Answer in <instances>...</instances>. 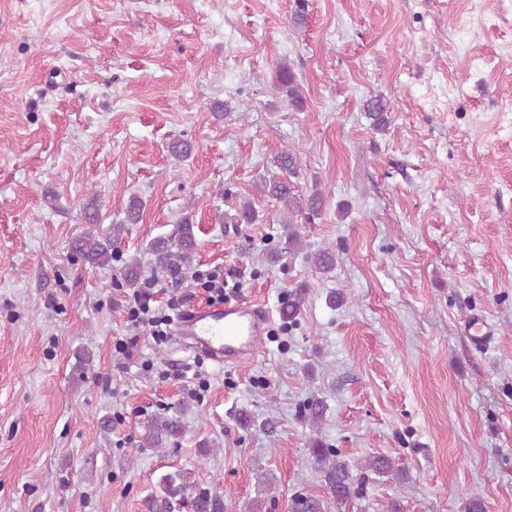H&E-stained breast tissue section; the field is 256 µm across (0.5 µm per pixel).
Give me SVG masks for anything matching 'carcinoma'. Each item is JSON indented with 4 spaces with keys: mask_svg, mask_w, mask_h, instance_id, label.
<instances>
[{
    "mask_svg": "<svg viewBox=\"0 0 512 512\" xmlns=\"http://www.w3.org/2000/svg\"><path fill=\"white\" fill-rule=\"evenodd\" d=\"M277 89L283 93L288 105L297 110L304 107V98L300 91V85L287 64L282 63L276 70ZM389 106L381 98H370L364 104L366 117L371 120V125L377 130L383 129L388 124L387 112ZM275 163L282 172L281 176H274L264 182L261 193L276 200L280 205L283 215L281 223L286 225V241L288 250L297 251L303 248L295 224L307 223L320 215L324 208V192L317 185L312 186L308 193L296 189L292 178L298 175L297 154L283 151L275 157ZM142 201L136 197L128 200L124 211V220L120 224H111L107 229H98L102 224V217L95 201L91 200L84 206V220L87 224L97 227V230H89L74 238L70 244L71 256L83 263L98 268L112 266L114 262L122 263L123 287L135 293L142 287L145 268H150L153 273L165 276L179 277L184 274L193 261L198 248L196 237V225L185 218L175 226V230L168 235H159L148 241L144 253L150 256L146 263L140 257L133 255L126 259L116 249V244L122 239L125 225L137 224L142 220ZM232 224H255L259 221V214L253 204L245 201L236 209L235 214L229 217ZM315 270L319 273H327L336 265V255L322 249L310 258ZM301 313V297L294 293L288 297V301L282 304L280 311L283 322L294 324ZM140 438L142 446L148 448H164L170 444V440L182 434L181 420L171 415H150L139 422ZM311 454L317 463L326 489L338 503H345L355 495L354 475L349 465L340 460L339 454L334 448L316 439L312 442ZM363 469L376 475H384L394 471L392 463L384 456H376L368 462ZM160 485L165 492V497L157 502L152 501V506H160L169 509L176 498L183 496L192 489L185 472L165 474L160 479ZM194 512H223L221 501L206 491H197L192 500Z\"/></svg>",
    "mask_w": 512,
    "mask_h": 512,
    "instance_id": "1",
    "label": "carcinoma"
}]
</instances>
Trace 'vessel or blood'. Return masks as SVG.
<instances>
[{
  "mask_svg": "<svg viewBox=\"0 0 512 512\" xmlns=\"http://www.w3.org/2000/svg\"><path fill=\"white\" fill-rule=\"evenodd\" d=\"M266 322L265 312L243 300L192 305L182 311L177 334L195 353L223 366L254 356Z\"/></svg>",
  "mask_w": 512,
  "mask_h": 512,
  "instance_id": "b4317fda",
  "label": "vessel or blood"
}]
</instances>
